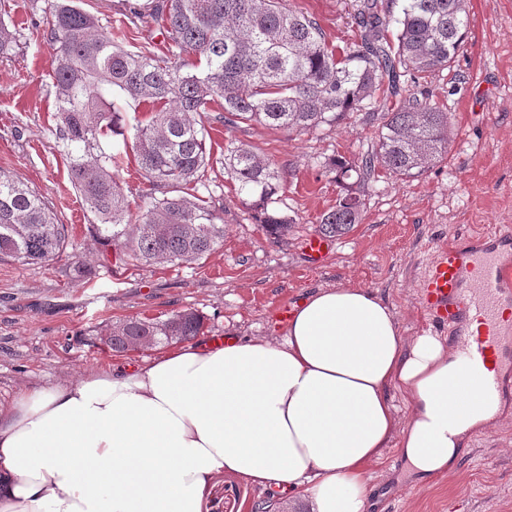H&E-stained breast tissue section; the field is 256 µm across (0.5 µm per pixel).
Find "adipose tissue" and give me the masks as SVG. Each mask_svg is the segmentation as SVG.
<instances>
[{
    "label": "adipose tissue",
    "instance_id": "ef3b65f1",
    "mask_svg": "<svg viewBox=\"0 0 512 512\" xmlns=\"http://www.w3.org/2000/svg\"><path fill=\"white\" fill-rule=\"evenodd\" d=\"M466 378L446 337L404 336L369 290L323 288L283 336L20 391L0 409V512H208L226 475L311 512H368L366 468L387 449L420 478L449 473L502 416Z\"/></svg>",
    "mask_w": 512,
    "mask_h": 512
}]
</instances>
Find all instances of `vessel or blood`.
I'll list each match as a JSON object with an SVG mask.
<instances>
[{
	"label": "vessel or blood",
	"instance_id": "vessel-or-blood-1",
	"mask_svg": "<svg viewBox=\"0 0 512 512\" xmlns=\"http://www.w3.org/2000/svg\"><path fill=\"white\" fill-rule=\"evenodd\" d=\"M512 305V229L503 228L468 243L441 248L427 267L422 305L433 323L447 327L453 349L471 367L480 396L495 401L503 392L504 324L502 305Z\"/></svg>",
	"mask_w": 512,
	"mask_h": 512
}]
</instances>
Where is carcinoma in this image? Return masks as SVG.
Wrapping results in <instances>:
<instances>
[{
	"label": "carcinoma",
	"mask_w": 512,
	"mask_h": 512,
	"mask_svg": "<svg viewBox=\"0 0 512 512\" xmlns=\"http://www.w3.org/2000/svg\"><path fill=\"white\" fill-rule=\"evenodd\" d=\"M80 0H49L42 37L59 125L69 156V180L93 217L95 235L112 245L115 260L162 265L199 260L224 243V217L199 192L207 188L214 120L226 128L255 122L304 134L373 106L382 111L378 148L337 160L342 195L318 224L334 237L360 222L363 201L351 179L366 182L382 168L417 177L448 154V113L429 95H403L401 78L418 84L455 62L469 28L468 0H357L359 39L342 50L320 23L286 0H153L128 6L133 25L158 26L171 56L132 51L108 36ZM17 47L0 20V55ZM120 97L149 118L130 123L113 108ZM221 114L209 117L214 105ZM131 140L146 205L132 213L103 141ZM244 199L264 207L260 224L283 241L291 222L265 209L282 186L274 160L242 144L224 159ZM69 244L48 200L19 177L0 170V260L21 265L61 258ZM203 329L193 311L166 318L115 322L100 337L124 353L185 343Z\"/></svg>",
	"instance_id": "obj_1"
}]
</instances>
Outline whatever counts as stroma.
<instances>
[{"instance_id": "1", "label": "stroma", "mask_w": 512, "mask_h": 512, "mask_svg": "<svg viewBox=\"0 0 512 512\" xmlns=\"http://www.w3.org/2000/svg\"><path fill=\"white\" fill-rule=\"evenodd\" d=\"M321 24L330 43L345 46L356 29V0H288ZM46 0H0V16L16 33L14 54L0 57V169L19 176L52 205L70 229L68 259L45 265L0 262V407L19 390L73 381L87 371L152 359L154 350L117 354L100 346V331L131 317L192 310L209 336H283L279 310L297 307L317 289L335 286L378 293L394 309L405 336L434 325L420 297L422 272L456 235L512 227V0H470V27L451 67L434 70L412 94L429 93L451 118L443 161L402 178L379 172L356 185L364 206L351 232L333 238L319 266L301 250L320 216L342 190L326 160L376 151L379 117L347 116L304 135L257 124L216 125L208 192L224 212V244L197 261L116 265L96 240L58 148L56 98L49 49L37 33ZM245 144L273 159L283 176L277 210L292 219L286 241L275 242L242 201L224 170L229 144ZM508 418L469 436L456 476L432 482L410 473L395 449L369 467L368 512L388 500L392 512H512V383L504 394ZM269 495L240 478L218 480L209 512H261Z\"/></svg>"}]
</instances>
